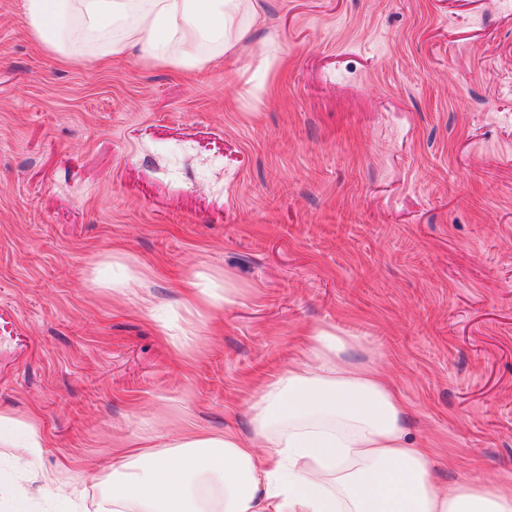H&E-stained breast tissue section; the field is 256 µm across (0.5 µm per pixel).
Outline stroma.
<instances>
[{
    "instance_id": "1",
    "label": "stroma",
    "mask_w": 512,
    "mask_h": 512,
    "mask_svg": "<svg viewBox=\"0 0 512 512\" xmlns=\"http://www.w3.org/2000/svg\"><path fill=\"white\" fill-rule=\"evenodd\" d=\"M255 4L188 73L62 57L0 0V411L45 439L32 512L61 464L93 512L124 442L248 431L329 326L371 341L441 483L512 481V0Z\"/></svg>"
}]
</instances>
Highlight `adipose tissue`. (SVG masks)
<instances>
[{
    "mask_svg": "<svg viewBox=\"0 0 512 512\" xmlns=\"http://www.w3.org/2000/svg\"><path fill=\"white\" fill-rule=\"evenodd\" d=\"M34 35L109 61L129 43L145 60L195 70L202 46L235 50L258 22L252 0H25ZM364 337L305 333L297 357L263 376L249 433L187 428L167 452L135 441L112 456V493L96 512H512V483L441 485L401 394L367 360ZM35 467L34 418L0 413V444Z\"/></svg>",
    "mask_w": 512,
    "mask_h": 512,
    "instance_id": "1",
    "label": "adipose tissue"
}]
</instances>
